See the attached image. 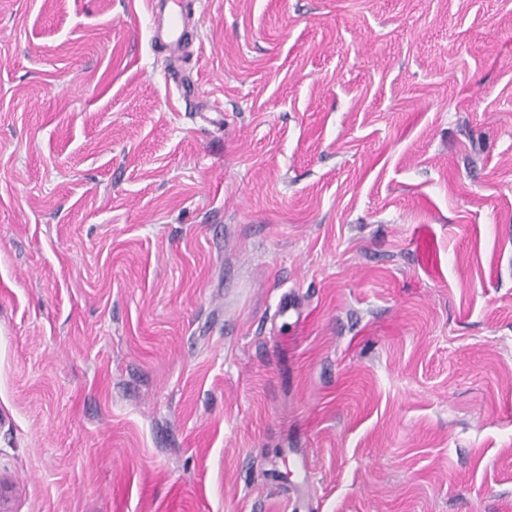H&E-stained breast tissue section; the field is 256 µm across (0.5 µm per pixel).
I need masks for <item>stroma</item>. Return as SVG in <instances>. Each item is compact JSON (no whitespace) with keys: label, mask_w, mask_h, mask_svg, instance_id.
Returning <instances> with one entry per match:
<instances>
[{"label":"stroma","mask_w":512,"mask_h":512,"mask_svg":"<svg viewBox=\"0 0 512 512\" xmlns=\"http://www.w3.org/2000/svg\"><path fill=\"white\" fill-rule=\"evenodd\" d=\"M194 23L0 0V507L512 512V0ZM154 41L163 50L188 48L195 36L186 0H148Z\"/></svg>","instance_id":"obj_1"}]
</instances>
